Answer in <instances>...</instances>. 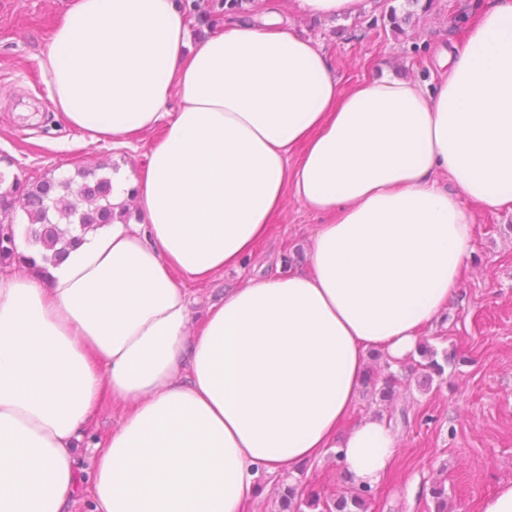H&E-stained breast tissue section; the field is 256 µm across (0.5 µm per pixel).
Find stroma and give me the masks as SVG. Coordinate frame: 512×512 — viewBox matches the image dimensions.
I'll return each instance as SVG.
<instances>
[{
	"mask_svg": "<svg viewBox=\"0 0 512 512\" xmlns=\"http://www.w3.org/2000/svg\"><path fill=\"white\" fill-rule=\"evenodd\" d=\"M485 0H365L362 16L310 20L295 0L282 12L323 46L345 84L375 75L381 64L425 84L437 78V53L457 39ZM67 0H0V172L33 181L62 177L76 167L113 161L139 167L148 139L116 151L111 144L84 143L78 131L58 118L48 100V82L38 58L61 22ZM413 10L412 20L393 28L390 12ZM320 216L287 199L258 254L241 272L213 276L191 285L194 299L223 296L278 260L299 264ZM475 250L458 292L434 327L425 332L438 350L456 361L444 381L425 389H401L397 408L408 424H395L396 457L382 476L372 512H429L430 487L440 480L448 491V512H482L500 485L512 483V213H482L474 229ZM120 420L111 403L97 412L85 438L73 512H88L92 487L87 470L95 444ZM307 493L329 497L347 490L340 465L331 459L303 467L296 476Z\"/></svg>",
	"mask_w": 512,
	"mask_h": 512,
	"instance_id": "35a3bbf8",
	"label": "stroma"
}]
</instances>
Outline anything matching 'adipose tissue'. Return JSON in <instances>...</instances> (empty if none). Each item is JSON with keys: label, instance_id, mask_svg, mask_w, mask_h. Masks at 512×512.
Returning a JSON list of instances; mask_svg holds the SVG:
<instances>
[{"label": "adipose tissue", "instance_id": "obj_1", "mask_svg": "<svg viewBox=\"0 0 512 512\" xmlns=\"http://www.w3.org/2000/svg\"><path fill=\"white\" fill-rule=\"evenodd\" d=\"M38 65L87 143L158 136L113 171L111 224L0 267V512H66L105 401L89 512H246L330 449L375 486L386 420L338 432L370 354L409 358L478 214L512 212V0L439 53L433 88L389 67L343 87L277 0L198 39L180 0H68ZM290 196L324 219L303 265L194 308L189 284L240 270Z\"/></svg>", "mask_w": 512, "mask_h": 512}]
</instances>
